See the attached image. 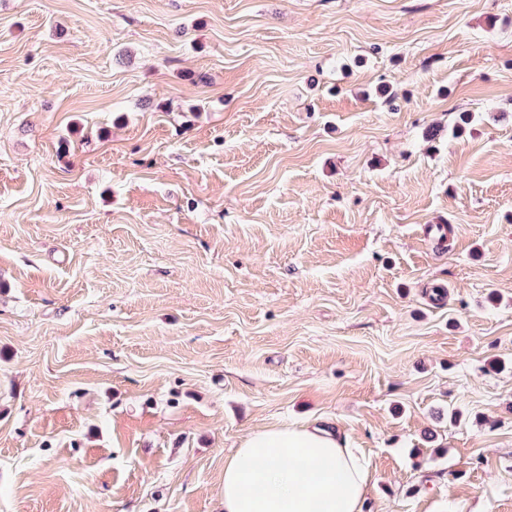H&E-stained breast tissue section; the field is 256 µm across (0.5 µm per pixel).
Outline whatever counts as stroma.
Listing matches in <instances>:
<instances>
[{
    "instance_id": "obj_1",
    "label": "stroma",
    "mask_w": 512,
    "mask_h": 512,
    "mask_svg": "<svg viewBox=\"0 0 512 512\" xmlns=\"http://www.w3.org/2000/svg\"><path fill=\"white\" fill-rule=\"evenodd\" d=\"M304 420L512 512V0H0V512H224Z\"/></svg>"
}]
</instances>
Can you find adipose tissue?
<instances>
[{
	"mask_svg": "<svg viewBox=\"0 0 512 512\" xmlns=\"http://www.w3.org/2000/svg\"><path fill=\"white\" fill-rule=\"evenodd\" d=\"M370 463L334 431L250 432L224 460V512H361Z\"/></svg>",
	"mask_w": 512,
	"mask_h": 512,
	"instance_id": "ef3b65f1",
	"label": "adipose tissue"
}]
</instances>
